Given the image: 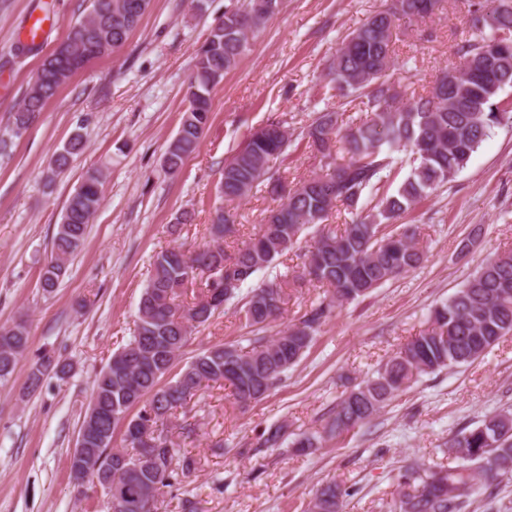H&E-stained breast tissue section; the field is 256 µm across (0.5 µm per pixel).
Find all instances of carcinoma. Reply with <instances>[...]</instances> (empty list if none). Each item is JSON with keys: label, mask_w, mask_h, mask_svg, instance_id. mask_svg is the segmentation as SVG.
I'll return each instance as SVG.
<instances>
[{"label": "carcinoma", "mask_w": 512, "mask_h": 512, "mask_svg": "<svg viewBox=\"0 0 512 512\" xmlns=\"http://www.w3.org/2000/svg\"><path fill=\"white\" fill-rule=\"evenodd\" d=\"M439 0H393V7L374 14L349 34L329 67V83L346 98L360 101L366 116L343 129L339 113L319 112L301 133L319 170L288 187L271 171L285 162L293 146L287 122L269 119L244 146L224 161L218 186L222 202L234 203L265 188L277 205L263 224L239 247L227 239L237 232L235 216L222 204L211 216L210 240L192 253L175 245L156 253L143 288L135 329L96 376L91 399L79 429L85 455L70 457V474L82 467L125 502L141 501L155 512L158 498L195 470L191 456L177 457L169 435L175 412L204 387L224 383L242 408L265 398L289 369L311 348L321 327L336 309L370 294L386 282L419 267L418 225L399 220L438 189L454 180L491 132L512 123V110L501 105L500 93L512 88V77L495 89L479 77V45L507 36L512 52V0H485L469 11L472 37L457 49L459 63L469 62L467 77L452 92L438 76L428 94L403 103L389 81L393 64V30L401 19L433 14ZM151 0H90L76 22L74 39L58 45L27 88L12 114L10 135L22 136L59 89L89 61L123 46ZM279 6V0H229L224 19L214 24L197 50L187 90L189 105L161 163L176 176L184 158L199 146L210 113V91L247 51L250 41ZM85 149L83 136L71 137L52 158L50 172L63 173L70 158ZM412 159L408 176L396 191L384 190L394 169V154ZM102 168L86 171L69 196L52 239V258L40 272L43 292L52 294L70 261L83 246L88 224L103 202ZM350 221L329 226L334 215ZM317 226L316 240L301 255L298 281L324 288L297 320L273 336L259 332L282 317L290 295L280 283L241 287L258 271L292 251L300 236ZM200 283L190 304L180 298ZM239 307L245 325L256 335L248 345L215 344L182 366L177 360L191 333L224 312ZM512 335V249L483 263L448 301L435 307L425 327L376 374L347 391L330 410L325 423L302 433L298 452L323 444L369 423L400 392L424 375L453 370L482 357L501 338ZM29 345L23 322L0 326V382L9 380L18 357ZM71 364L42 353L31 366L27 390L36 391L44 377L60 379ZM136 423L138 435L123 432L126 448H112L123 421ZM288 434L282 421L263 431L260 448H280ZM448 454L454 465H409L399 475L396 499L388 512H466L477 482L487 486L512 477V412L486 416L471 430L453 438ZM343 492L336 483L322 486L304 512H341Z\"/></svg>", "instance_id": "1"}]
</instances>
